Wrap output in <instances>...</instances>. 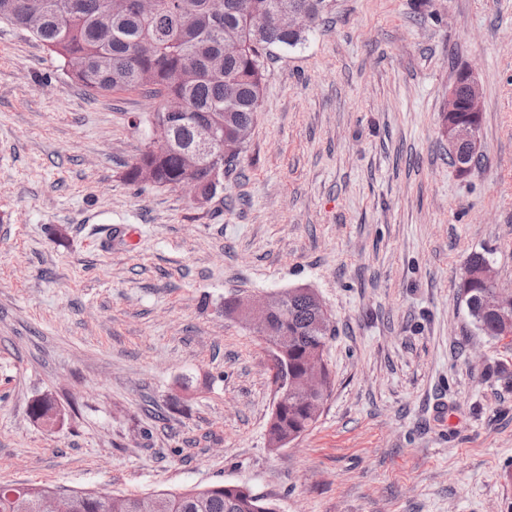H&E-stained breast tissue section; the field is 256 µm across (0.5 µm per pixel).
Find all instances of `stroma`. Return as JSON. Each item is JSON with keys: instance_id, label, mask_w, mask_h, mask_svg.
I'll return each instance as SVG.
<instances>
[{"instance_id": "35a3bbf8", "label": "stroma", "mask_w": 512, "mask_h": 512, "mask_svg": "<svg viewBox=\"0 0 512 512\" xmlns=\"http://www.w3.org/2000/svg\"><path fill=\"white\" fill-rule=\"evenodd\" d=\"M482 89L479 165L441 132ZM160 99L100 97L0 22V485L115 495L242 484L277 512H512V342L456 283L512 292V0H331L273 49L217 192L125 178ZM305 286L328 310L317 422L274 449L268 345L236 295ZM52 397L48 426L30 408ZM462 84L465 87L458 89ZM464 93V97L461 98ZM445 112V113H444ZM442 112V126L448 122V113L469 112L473 115L481 116V88L472 72L465 69L459 73L455 82L448 90L447 103ZM478 129L476 123L467 120H457L448 122V147L455 156L461 152L474 154L478 147ZM489 260L482 253H473L469 256L464 272H468L469 279L464 274L460 278L457 288L461 294L469 317L472 319L476 329L488 339L500 340L508 336V328L502 322V318L495 312H499V293L497 290H488L482 296L483 309L481 304V293L484 285L477 277H484V271Z\"/></svg>"}]
</instances>
